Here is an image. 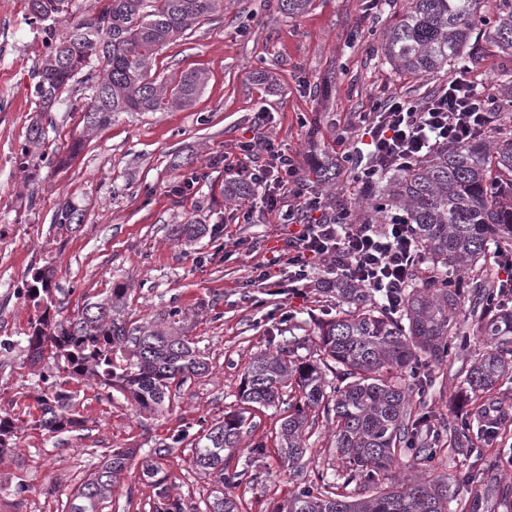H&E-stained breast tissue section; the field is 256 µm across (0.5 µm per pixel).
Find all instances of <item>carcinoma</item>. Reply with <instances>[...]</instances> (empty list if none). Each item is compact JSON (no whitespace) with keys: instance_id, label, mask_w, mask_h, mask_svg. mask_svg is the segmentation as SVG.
I'll return each instance as SVG.
<instances>
[{"instance_id":"carcinoma-1","label":"carcinoma","mask_w":512,"mask_h":512,"mask_svg":"<svg viewBox=\"0 0 512 512\" xmlns=\"http://www.w3.org/2000/svg\"><path fill=\"white\" fill-rule=\"evenodd\" d=\"M487 0H408L407 9L389 28L384 58L398 70L428 76L453 73L474 62L481 47L471 42L475 31L506 53H512V0H496L486 15ZM29 11L41 24L44 53L34 91L43 106L51 105L68 84L95 59L100 65L95 97L84 113L89 129L104 127L121 112H155L182 108L198 96L206 74L191 71L159 81L150 73L153 55L193 23L223 6V0H96L93 13L75 17V0H29ZM71 22L66 31L60 23ZM45 140L35 120L18 152V166L27 171ZM512 136H479L450 145L406 170L387 174L376 183L360 221L386 224L393 217L413 225L428 264L436 269H469L486 260L491 248L512 241ZM206 232L203 224H174L171 240L188 245ZM28 298L49 311L51 278L38 271L25 282ZM336 292L348 309L317 324L322 357L307 361L295 350L254 356L242 378L240 401L268 408L280 401L283 389L292 394L288 416L278 433L281 458L296 464L307 453L306 435L315 422L310 412L325 403L334 412L336 452L355 476L373 483L401 454L430 466L437 448L457 447L469 439L476 411L456 421L445 433L428 438L431 423L413 410L412 397L426 391L420 367L448 357V337L457 335L464 303L476 333L487 347L466 352L469 366L461 383L472 392L490 391L512 369V308L501 301L488 281L463 290L452 283L417 280L406 302L393 311L373 301L364 289L338 280ZM127 289L115 285L104 298L86 304L72 319L51 324L36 320L28 338L29 360L64 362L67 370L107 387L119 386L143 411H161L171 387L203 376L208 366L184 334L185 319L176 309L150 325L129 324ZM335 369L339 383L329 387L325 370ZM38 425L57 433L80 422L69 416L70 395L57 391L41 396ZM243 413L201 430L193 444L192 466L221 484L239 478L227 471L224 451L239 447ZM469 512H489L488 500L507 499L512 484L502 458L482 459ZM135 450L113 449L105 461L72 494L69 512H103ZM149 451L143 470L162 484L157 458ZM338 484L323 478L302 480L288 502L275 512H450L448 484L417 473L372 494L349 499Z\"/></svg>"}]
</instances>
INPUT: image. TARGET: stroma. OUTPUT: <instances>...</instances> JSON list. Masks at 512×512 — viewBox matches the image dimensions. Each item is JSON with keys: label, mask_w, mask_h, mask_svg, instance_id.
<instances>
[{"label": "stroma", "mask_w": 512, "mask_h": 512, "mask_svg": "<svg viewBox=\"0 0 512 512\" xmlns=\"http://www.w3.org/2000/svg\"><path fill=\"white\" fill-rule=\"evenodd\" d=\"M406 0H391L373 16L366 0H313L307 12L288 16L278 0H224L223 9L194 23L153 57L155 75L172 78L200 70L207 83L187 107L157 112H123L112 122L84 132L82 111L99 75L91 66L41 113L34 93V66L43 51L41 26L28 0H0V336L12 348L0 357V418L17 427L13 450L0 455L13 485L0 490V512H68L74 490L110 450L162 449L165 478L156 485L133 459L104 512H157V493L166 489L184 512H205L220 486L190 464V434L200 425L242 411L246 422L239 448L225 452L229 470L241 477L230 493L239 512H274L297 487L292 468L278 452V432L287 403L244 409L238 394L244 368L255 354L300 345L307 360L318 357L316 320L337 313L335 298L319 288L305 296L269 294L250 287L252 271L267 251L283 244V228L262 206L253 221L238 222V202L224 187L236 181L226 161L237 144L257 132L272 136L297 154L303 171L334 162L335 139L353 113L393 93L424 97L445 75L405 76L384 64L382 47ZM501 127L512 125V107H501L502 78L512 55L484 44L472 65ZM43 116V150L65 165L35 162L22 172L16 154L29 125ZM83 146L76 157L68 148ZM201 179L190 191L181 185L191 172ZM83 216L80 225H57L63 205ZM193 222L208 231L192 244L171 241V225ZM49 271L58 303L57 319L77 314L105 296L113 280L128 287L130 322L143 324L177 307L187 315L186 334L208 365L188 381L169 408L149 414L120 392L60 373L61 389L74 395L75 430L51 434L39 427L38 398L45 385L30 363L27 338L40 312L16 293L35 269ZM462 358L432 365V385L416 399L432 419L455 420L471 411L474 397L460 390ZM483 404L497 411L502 437L477 436L485 456H512V380L486 393ZM301 465L306 478L324 475L341 493L366 496L332 446V418L323 408ZM473 461L465 450L440 451L427 472L447 483L452 512H467L473 487L462 476Z\"/></svg>", "instance_id": "1"}]
</instances>
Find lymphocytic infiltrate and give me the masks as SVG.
Masks as SVG:
<instances>
[{
    "mask_svg": "<svg viewBox=\"0 0 512 512\" xmlns=\"http://www.w3.org/2000/svg\"><path fill=\"white\" fill-rule=\"evenodd\" d=\"M497 115L486 104L468 69H460L433 93L411 99L390 95L359 113L336 137L338 167L363 161L357 181L369 187L390 170H404L451 144H464L491 131ZM238 153L250 184L266 209L288 228L276 255L256 264L251 284L275 288L292 277L296 295L309 287L311 271L321 283L346 279L392 309L404 303V290L417 278H441L427 268L412 225L358 224L350 215L331 217L322 196H305L295 154L257 134L240 142Z\"/></svg>",
    "mask_w": 512,
    "mask_h": 512,
    "instance_id": "f902f5d3",
    "label": "lymphocytic infiltrate"
}]
</instances>
